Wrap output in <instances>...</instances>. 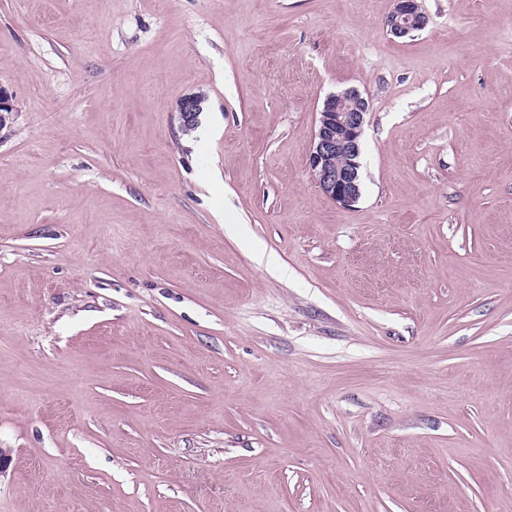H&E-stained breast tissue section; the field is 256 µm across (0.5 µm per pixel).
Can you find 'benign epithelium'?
<instances>
[{
    "mask_svg": "<svg viewBox=\"0 0 512 512\" xmlns=\"http://www.w3.org/2000/svg\"><path fill=\"white\" fill-rule=\"evenodd\" d=\"M428 18L418 0H395L386 27L396 38H405L426 27ZM368 101L355 89L329 96L319 113L317 129L307 163L322 193L335 203L350 206L358 201L360 191L361 138ZM182 127H192L201 112L200 101L187 97L178 106ZM340 154L349 156L345 164L334 163Z\"/></svg>",
    "mask_w": 512,
    "mask_h": 512,
    "instance_id": "benign-epithelium-1",
    "label": "benign epithelium"
}]
</instances>
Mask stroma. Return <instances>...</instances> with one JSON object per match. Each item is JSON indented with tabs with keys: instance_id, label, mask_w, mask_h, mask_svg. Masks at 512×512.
Returning <instances> with one entry per match:
<instances>
[{
	"instance_id": "stroma-1",
	"label": "stroma",
	"mask_w": 512,
	"mask_h": 512,
	"mask_svg": "<svg viewBox=\"0 0 512 512\" xmlns=\"http://www.w3.org/2000/svg\"><path fill=\"white\" fill-rule=\"evenodd\" d=\"M421 5L0 0V512H512V0ZM394 1V9L385 21L390 34L397 38H405L426 27L428 18L417 0ZM368 111V101L357 90L347 89L329 96L319 113L308 168L322 193L340 205L350 206L361 195L359 158ZM340 154L349 160L335 165Z\"/></svg>"
}]
</instances>
